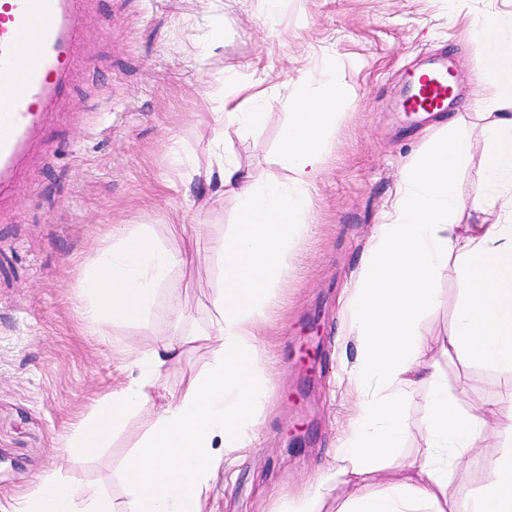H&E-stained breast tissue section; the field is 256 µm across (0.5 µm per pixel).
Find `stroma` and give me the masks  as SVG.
Segmentation results:
<instances>
[{"mask_svg": "<svg viewBox=\"0 0 512 512\" xmlns=\"http://www.w3.org/2000/svg\"><path fill=\"white\" fill-rule=\"evenodd\" d=\"M512 13V0H87L67 99L49 118L52 155L37 158L0 223V506L7 508L54 476L91 485L121 507L111 475L128 459L171 390L186 391L215 347L189 343L151 392L147 411L130 414L97 455L68 454L72 427L127 377L128 349L173 334L171 305L183 330L206 329L224 283L216 248L237 217L232 197L201 184L169 181L179 157L206 155L214 112L238 86L262 82L259 128L229 129L226 155L272 160L288 122L284 102L306 72L335 66L352 96L340 103L333 143L307 203L310 230L288 252V274L266 311L258 354L269 369L256 440L229 448L206 512H278L302 496L335 455L337 428L352 411L340 377L357 357L341 311L351 294L374 224L395 198L404 168L458 115L473 143L458 178L468 197L486 124L474 105L473 29ZM445 62L462 93L447 111L411 114L402 89L416 69ZM145 225L189 262L161 288L144 328L91 323L78 271L112 232ZM440 305L422 314L430 341L463 409L512 403V371L440 356L459 289L447 272ZM472 455L448 477L459 501L486 481Z\"/></svg>", "mask_w": 512, "mask_h": 512, "instance_id": "obj_1", "label": "stroma"}]
</instances>
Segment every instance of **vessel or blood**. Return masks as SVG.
I'll use <instances>...</instances> for the list:
<instances>
[{"label": "vessel or blood", "mask_w": 512, "mask_h": 512, "mask_svg": "<svg viewBox=\"0 0 512 512\" xmlns=\"http://www.w3.org/2000/svg\"><path fill=\"white\" fill-rule=\"evenodd\" d=\"M82 0H0V201L33 149L52 151L37 136L59 103L80 36ZM452 90L448 73L421 76L408 111L444 112Z\"/></svg>", "instance_id": "1"}]
</instances>
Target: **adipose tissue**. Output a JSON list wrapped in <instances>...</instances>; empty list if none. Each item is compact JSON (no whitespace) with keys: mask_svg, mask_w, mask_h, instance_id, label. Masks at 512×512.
I'll return each instance as SVG.
<instances>
[{"mask_svg":"<svg viewBox=\"0 0 512 512\" xmlns=\"http://www.w3.org/2000/svg\"><path fill=\"white\" fill-rule=\"evenodd\" d=\"M483 53L476 62L481 96L493 108L470 198H462L456 175L471 154L470 138L448 120V136L420 153L401 179L391 209L375 225L354 295L343 322L357 341L358 355L344 380L355 412L343 427L337 466L327 468L288 512H319L332 486L351 492L339 512H512V406L499 409L488 429L486 417L459 406L437 361L427 359L428 342L417 317L437 307L436 275L447 270L460 294L441 353L470 365L512 370V14L498 15L473 31ZM348 85L334 70L306 75L288 98V124L279 144L285 176L243 167L224 153L223 128L255 126L262 113L225 107L206 159L190 165L207 187L238 202L237 222L221 244L224 287L213 300L215 316L206 339L215 358L187 393L170 392L152 413L149 432L132 465L112 474L126 498L121 509L93 490L55 477L41 481L14 512H204L224 449L247 447L259 423L267 372L257 356L261 325L276 288L288 274V250L307 231L305 205L332 145L337 103ZM495 212L490 224L455 232L462 209ZM181 251L156 242L140 224L112 234V244L79 274L88 313L115 326L140 325L171 271L184 263ZM186 339L158 337L129 351V379L113 388L77 423L67 445L91 455L103 448L134 412L150 401L159 374L181 358ZM428 386L424 405V448L399 464L400 477L381 493L364 492L378 461L402 447L410 432L405 403L418 383ZM493 434L486 454L488 478L478 490L448 500V474L476 440Z\"/></svg>","mask_w":512,"mask_h":512,"instance_id":"obj_1","label":"adipose tissue"}]
</instances>
